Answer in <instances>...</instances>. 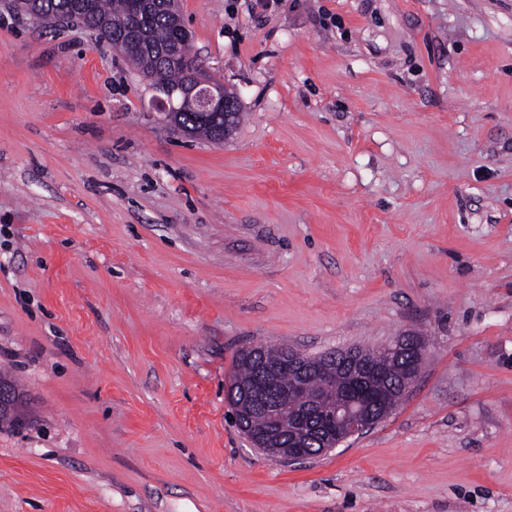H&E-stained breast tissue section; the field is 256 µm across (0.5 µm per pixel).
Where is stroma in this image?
<instances>
[{
  "instance_id": "35a3bbf8",
  "label": "stroma",
  "mask_w": 512,
  "mask_h": 512,
  "mask_svg": "<svg viewBox=\"0 0 512 512\" xmlns=\"http://www.w3.org/2000/svg\"><path fill=\"white\" fill-rule=\"evenodd\" d=\"M0 0V512H512V0H179L224 141ZM424 337L382 422L286 461L235 354Z\"/></svg>"
}]
</instances>
